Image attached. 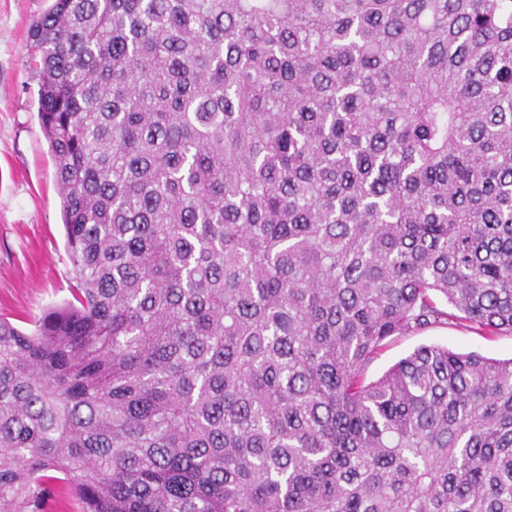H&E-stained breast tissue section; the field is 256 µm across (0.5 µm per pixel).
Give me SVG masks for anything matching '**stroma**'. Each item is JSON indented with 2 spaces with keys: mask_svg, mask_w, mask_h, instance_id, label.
<instances>
[{
  "mask_svg": "<svg viewBox=\"0 0 512 512\" xmlns=\"http://www.w3.org/2000/svg\"><path fill=\"white\" fill-rule=\"evenodd\" d=\"M51 0H0V317L28 330L44 308L70 297L61 200L49 143L39 123L38 73L28 29ZM512 358V335L480 336L453 327L387 338L365 369L379 379L423 345Z\"/></svg>",
  "mask_w": 512,
  "mask_h": 512,
  "instance_id": "obj_1",
  "label": "stroma"
}]
</instances>
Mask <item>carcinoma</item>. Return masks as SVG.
Masks as SVG:
<instances>
[{
  "label": "carcinoma",
  "instance_id": "carcinoma-1",
  "mask_svg": "<svg viewBox=\"0 0 512 512\" xmlns=\"http://www.w3.org/2000/svg\"><path fill=\"white\" fill-rule=\"evenodd\" d=\"M72 299L0 318V512H512V0H53ZM441 296L447 306L437 304ZM444 345L456 352H477L485 357L512 358V335L478 336L470 330L453 327L431 328L417 335L391 336L365 369L367 382L376 381L401 358L422 345Z\"/></svg>",
  "mask_w": 512,
  "mask_h": 512
}]
</instances>
